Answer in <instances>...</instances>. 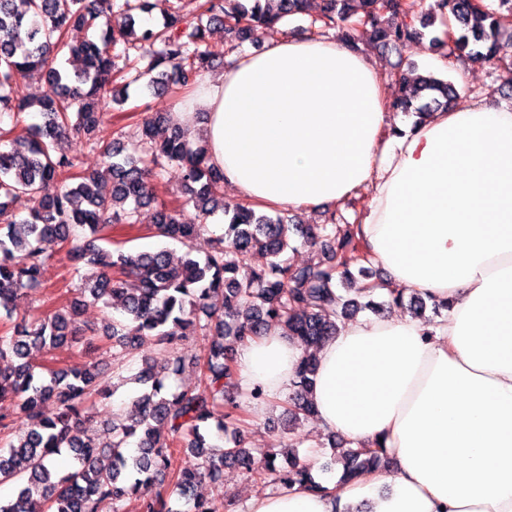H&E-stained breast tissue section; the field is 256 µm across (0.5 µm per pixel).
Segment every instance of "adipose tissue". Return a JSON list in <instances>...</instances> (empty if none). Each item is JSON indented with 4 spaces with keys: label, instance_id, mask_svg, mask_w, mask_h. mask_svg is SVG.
Returning <instances> with one entry per match:
<instances>
[{
    "label": "adipose tissue",
    "instance_id": "ef3b65f1",
    "mask_svg": "<svg viewBox=\"0 0 512 512\" xmlns=\"http://www.w3.org/2000/svg\"><path fill=\"white\" fill-rule=\"evenodd\" d=\"M174 122L205 140L234 199L307 211L365 191L354 232L391 289L444 304L430 324L361 316L317 352L320 426L396 464L326 493L300 484L250 512H512V108L464 100L392 120L359 49L287 33L201 73ZM302 355L281 330L240 344L241 390L285 401Z\"/></svg>",
    "mask_w": 512,
    "mask_h": 512
}]
</instances>
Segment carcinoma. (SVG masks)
I'll list each match as a JSON object with an SVG mask.
<instances>
[{"mask_svg": "<svg viewBox=\"0 0 512 512\" xmlns=\"http://www.w3.org/2000/svg\"><path fill=\"white\" fill-rule=\"evenodd\" d=\"M415 6L414 0H323L307 30L342 27L352 44L355 31L369 28L380 46L397 48L432 25V15ZM116 7L124 18L115 27ZM436 9L448 41L435 35L433 42L448 47V59L491 61L499 36L506 32L512 39V0H499L495 11L477 0H437ZM135 10L150 13L151 0H0V318L11 319L19 292L43 288L42 269L54 255L39 243L49 238L66 249L74 272L81 263L91 268L80 288L87 302L121 301L120 317L104 332L112 347L125 356L147 341L156 346L155 356L144 359L133 378L143 386L140 395L120 422H111L108 440L97 443L81 434L93 399L110 394L109 381L93 366L39 372L28 360L33 348L91 344L96 332L81 324V304L66 303L0 333V403L18 400L16 415L0 414V483L15 486L14 498L0 500V512H30L35 494L50 512H125L132 500L138 512H180L174 508L180 501L190 505L189 512H219L217 502L198 496L196 487L206 479L218 482L228 465L263 487L304 483L321 491L295 453H288L285 470L276 465L277 453L244 446L249 403L259 404L265 395L256 388L242 400L230 351L273 326L300 343L304 354L289 413L306 419L315 415L305 395L317 369L316 350L337 334L339 322L406 302L419 312L429 307L405 290L376 302L375 282L350 296L345 285L353 281L352 269L365 277L372 272L354 233L336 224V215L329 224H296L287 210L258 214L246 204L224 202V175L208 164L206 146L192 144L180 127L169 128L159 142L154 138L169 113H155L131 147L119 132L103 135L99 101L109 96L124 104L116 86L127 75H151L147 87L158 95L189 89L201 72L224 59V51L206 40L211 27L220 25L244 41L304 13L305 0H201L194 18L172 7L160 28L137 24ZM98 20L104 21L98 39L69 41L71 29ZM132 49L138 51L133 59ZM72 60L80 62L73 71L67 67ZM27 76L46 87L35 104L12 96L14 82ZM456 98L454 86L431 72L416 78L404 73L390 108L421 116L449 108ZM34 107L43 122L18 128L19 114ZM75 137L98 149L110 179L79 172L80 158L68 147ZM168 165L182 170L185 200L178 206L160 200L151 185ZM50 183L57 186L52 195L45 193ZM22 196L32 208L18 219L11 204ZM146 206L155 210L148 226L154 237L187 243L207 231L218 211L224 233L210 240L202 260L189 252L175 261L166 249L111 248L105 230L134 225L133 217ZM298 239L318 247L300 266L286 258ZM255 253L268 255L269 262L252 267ZM429 308L441 315L439 306ZM197 336L205 340L193 359L199 384L166 391L165 378L183 367L177 342ZM49 401L58 406L51 417L43 411ZM328 441L343 463L341 481L381 468L379 452L347 448L333 436ZM180 453L191 464L174 467ZM59 457L71 459L69 469H59Z\"/></svg>", "mask_w": 512, "mask_h": 512, "instance_id": "1", "label": "carcinoma"}]
</instances>
